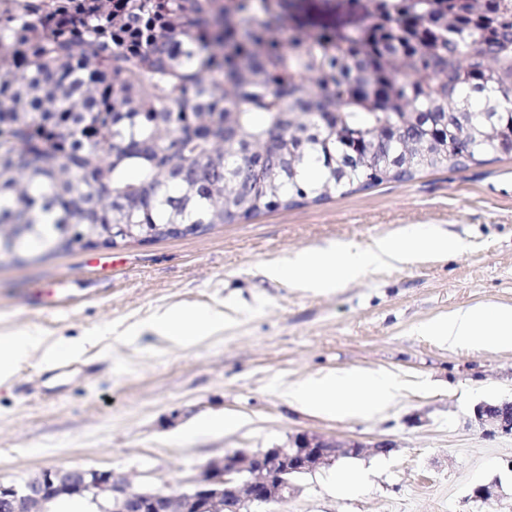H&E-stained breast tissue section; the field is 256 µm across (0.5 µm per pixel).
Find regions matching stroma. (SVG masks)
<instances>
[{
  "label": "stroma",
  "mask_w": 512,
  "mask_h": 512,
  "mask_svg": "<svg viewBox=\"0 0 512 512\" xmlns=\"http://www.w3.org/2000/svg\"><path fill=\"white\" fill-rule=\"evenodd\" d=\"M365 0H300L299 15L352 27ZM419 227L461 239L458 256L379 268L313 292L270 279L268 263L303 250L363 247ZM475 304L512 306V154L422 172L205 234L88 248L0 266V334L93 336L75 358L29 365L0 386V482L45 467L97 468L174 493L238 449L288 445L302 431L365 443L362 456L300 479L292 499L256 512H512V437L483 432L478 403L512 397V347L448 349L431 321ZM224 325L189 346L130 329L171 306ZM390 370L398 404L368 419L313 416L290 387L327 370ZM231 415L236 427L198 430ZM393 443L390 453L374 443ZM340 470L367 481L336 492ZM498 481L501 494L475 499Z\"/></svg>",
  "instance_id": "35a3bbf8"
}]
</instances>
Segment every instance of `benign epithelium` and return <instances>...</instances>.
Wrapping results in <instances>:
<instances>
[{
  "label": "benign epithelium",
  "mask_w": 512,
  "mask_h": 512,
  "mask_svg": "<svg viewBox=\"0 0 512 512\" xmlns=\"http://www.w3.org/2000/svg\"><path fill=\"white\" fill-rule=\"evenodd\" d=\"M473 416L487 434L512 436L511 398L479 403ZM364 448L356 440L303 432L286 447L228 453L176 493L135 489L112 470L50 467L21 484L0 483V512H48V505L63 494L85 497L99 512H224L230 497L242 509L254 503H282L299 491L296 478L341 457H358Z\"/></svg>",
  "instance_id": "7a95c632"
}]
</instances>
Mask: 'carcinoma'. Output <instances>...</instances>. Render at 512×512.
Listing matches in <instances>:
<instances>
[{"instance_id": "carcinoma-1", "label": "carcinoma", "mask_w": 512, "mask_h": 512, "mask_svg": "<svg viewBox=\"0 0 512 512\" xmlns=\"http://www.w3.org/2000/svg\"><path fill=\"white\" fill-rule=\"evenodd\" d=\"M371 2L344 40L268 0L1 9L0 240L197 236L512 153V0Z\"/></svg>"}]
</instances>
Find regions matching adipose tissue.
I'll return each instance as SVG.
<instances>
[{
  "mask_svg": "<svg viewBox=\"0 0 512 512\" xmlns=\"http://www.w3.org/2000/svg\"><path fill=\"white\" fill-rule=\"evenodd\" d=\"M463 241L433 232L402 233L375 239L367 247L343 246L331 251L297 254L288 266L268 265L269 277L312 290H329L364 276L379 266L408 265L426 256L458 255ZM224 322L221 314L172 307L158 316L151 330L176 345H187L208 335ZM451 348L495 350L512 347V307L474 305L430 322L424 329ZM86 350L85 340L48 339L32 334L0 336V385L9 382L34 353L45 360L77 357ZM402 384L395 374L353 368L330 371L289 389L292 405L325 416L370 417L381 414L397 401Z\"/></svg>",
  "mask_w": 512,
  "mask_h": 512,
  "instance_id": "obj_1",
  "label": "adipose tissue"
}]
</instances>
